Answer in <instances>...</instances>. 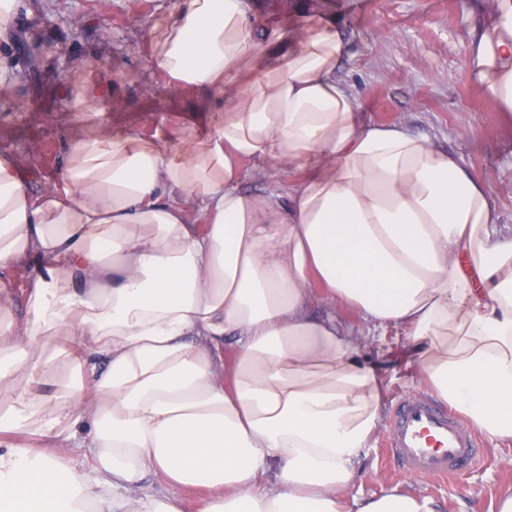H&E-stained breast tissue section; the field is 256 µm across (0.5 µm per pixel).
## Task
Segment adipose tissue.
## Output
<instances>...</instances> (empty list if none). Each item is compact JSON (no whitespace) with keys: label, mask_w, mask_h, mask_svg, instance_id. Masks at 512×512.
<instances>
[{"label":"adipose tissue","mask_w":512,"mask_h":512,"mask_svg":"<svg viewBox=\"0 0 512 512\" xmlns=\"http://www.w3.org/2000/svg\"><path fill=\"white\" fill-rule=\"evenodd\" d=\"M253 10L170 0L148 32L164 81L223 113L212 129L89 132L48 194L0 158V512H183L190 486L212 489L204 512H439L350 492L387 395L357 352L391 327L433 394L512 439V233L494 195L436 139L363 120L324 21L265 65ZM465 70L512 115V0L471 31ZM274 160L293 180L242 189ZM28 265L18 315L8 283ZM318 288L364 329L313 316Z\"/></svg>","instance_id":"adipose-tissue-1"}]
</instances>
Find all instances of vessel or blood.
<instances>
[{
    "mask_svg": "<svg viewBox=\"0 0 512 512\" xmlns=\"http://www.w3.org/2000/svg\"><path fill=\"white\" fill-rule=\"evenodd\" d=\"M385 451L402 472L445 479L480 460L474 436L457 417L449 409L420 398H405L397 404Z\"/></svg>",
    "mask_w": 512,
    "mask_h": 512,
    "instance_id": "vessel-or-blood-1",
    "label": "vessel or blood"
}]
</instances>
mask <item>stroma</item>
I'll list each match as a JSON object with an SVG mask.
<instances>
[{
	"label": "stroma",
	"mask_w": 512,
	"mask_h": 512,
	"mask_svg": "<svg viewBox=\"0 0 512 512\" xmlns=\"http://www.w3.org/2000/svg\"><path fill=\"white\" fill-rule=\"evenodd\" d=\"M260 33L323 15L351 45L337 68L365 118L438 138L488 184L500 222L512 227V122L473 85L464 62L479 20L464 0H254ZM169 0H14L0 34V154L12 155L38 193L51 192L65 141L85 135L82 98L98 86L104 133L151 136L156 122L212 120L199 93L166 86L144 40ZM389 383L382 436L398 397L427 396L407 335L371 357ZM480 462L457 478L400 473L374 442L362 451L355 494L398 486L434 499L440 512H494L512 484V442L481 445Z\"/></svg>",
	"instance_id": "obj_1"
}]
</instances>
